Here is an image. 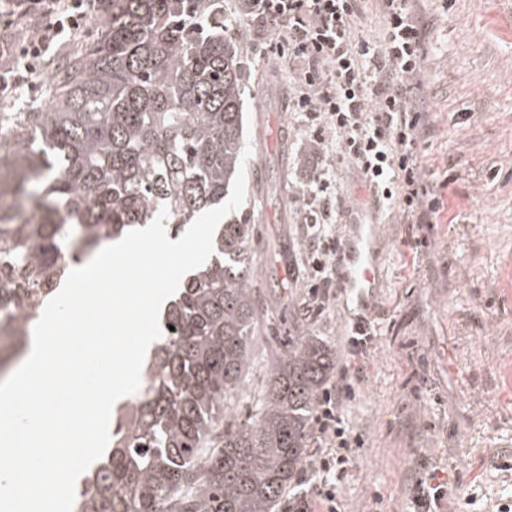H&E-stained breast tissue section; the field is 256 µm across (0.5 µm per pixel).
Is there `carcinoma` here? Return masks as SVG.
I'll list each match as a JSON object with an SVG mask.
<instances>
[{
	"label": "carcinoma",
	"mask_w": 512,
	"mask_h": 512,
	"mask_svg": "<svg viewBox=\"0 0 512 512\" xmlns=\"http://www.w3.org/2000/svg\"><path fill=\"white\" fill-rule=\"evenodd\" d=\"M96 37L49 65L56 104L0 112V330L24 354L69 261L160 208L177 239L224 202L242 135L243 34L224 0H93ZM254 225L220 226L187 274L112 448L80 512H272L309 457L336 351L290 336L267 366L254 414L236 415L257 332L268 326Z\"/></svg>",
	"instance_id": "1"
}]
</instances>
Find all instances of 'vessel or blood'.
I'll return each instance as SVG.
<instances>
[{
    "label": "vessel or blood",
    "mask_w": 512,
    "mask_h": 512,
    "mask_svg": "<svg viewBox=\"0 0 512 512\" xmlns=\"http://www.w3.org/2000/svg\"><path fill=\"white\" fill-rule=\"evenodd\" d=\"M377 237L375 224L359 225L342 255L340 278L342 294L350 299L358 313H367L370 298L377 286L372 246Z\"/></svg>",
    "instance_id": "obj_1"
}]
</instances>
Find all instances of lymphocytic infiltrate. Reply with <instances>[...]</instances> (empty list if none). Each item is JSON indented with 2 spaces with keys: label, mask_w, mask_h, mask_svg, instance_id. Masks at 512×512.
<instances>
[{
  "label": "lymphocytic infiltrate",
  "mask_w": 512,
  "mask_h": 512,
  "mask_svg": "<svg viewBox=\"0 0 512 512\" xmlns=\"http://www.w3.org/2000/svg\"><path fill=\"white\" fill-rule=\"evenodd\" d=\"M385 20L377 41L360 31L367 0H241L264 56L298 69L290 99L317 156L310 169L303 233L306 262L322 299L338 285L343 240L336 212L335 163L355 166L376 207L423 223L442 201L425 185L418 160L422 114L409 94L423 63V32L411 0H377ZM91 0H0V25L35 14L41 24L25 43H0V89L28 84L61 38L88 26ZM286 31L284 40L271 33ZM355 397L349 375L325 391L315 417L318 446L309 471L315 491L289 495L288 512H336V490L349 476L361 434L346 421Z\"/></svg>",
  "instance_id": "1"
}]
</instances>
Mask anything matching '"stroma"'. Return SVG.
Wrapping results in <instances>:
<instances>
[{
	"instance_id": "1",
	"label": "stroma",
	"mask_w": 512,
	"mask_h": 512,
	"mask_svg": "<svg viewBox=\"0 0 512 512\" xmlns=\"http://www.w3.org/2000/svg\"><path fill=\"white\" fill-rule=\"evenodd\" d=\"M427 20L416 78L425 121L419 157L444 204L407 228L394 210L377 215L375 289L380 324L365 356L346 340L355 312L334 300L321 315L311 297L299 192L310 149L297 131L286 89L267 58L238 43L243 61L244 138L252 149L246 193L235 219L253 224L256 279L276 328L311 333L353 367L357 393L349 426L364 435L339 512H410L416 481L438 474L456 496L440 512H512V0H416ZM48 70L0 98V112L51 103ZM345 232L367 222L359 171L336 167ZM273 340L259 337L237 412L253 413L264 388Z\"/></svg>"
}]
</instances>
